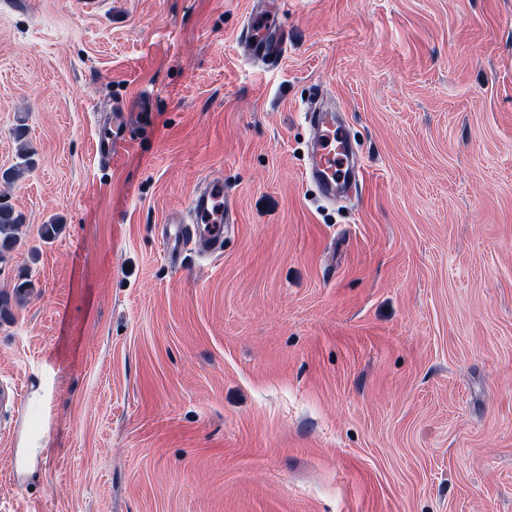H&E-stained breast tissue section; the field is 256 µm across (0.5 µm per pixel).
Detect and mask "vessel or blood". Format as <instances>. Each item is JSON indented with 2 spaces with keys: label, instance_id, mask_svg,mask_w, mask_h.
Returning a JSON list of instances; mask_svg holds the SVG:
<instances>
[{
  "label": "vessel or blood",
  "instance_id": "b4317fda",
  "mask_svg": "<svg viewBox=\"0 0 512 512\" xmlns=\"http://www.w3.org/2000/svg\"><path fill=\"white\" fill-rule=\"evenodd\" d=\"M273 17H266L261 28L247 31L245 42L251 55L270 56L280 49V38ZM313 153L309 175L314 179L341 178L352 183L356 169L337 147L346 133L334 115L312 118ZM189 220L172 219L164 227V240L172 258L187 252L213 254L222 252L229 217L224 211V184L211 181L196 191L189 204Z\"/></svg>",
  "mask_w": 512,
  "mask_h": 512
}]
</instances>
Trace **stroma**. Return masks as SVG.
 Wrapping results in <instances>:
<instances>
[{"label": "stroma", "mask_w": 512, "mask_h": 512, "mask_svg": "<svg viewBox=\"0 0 512 512\" xmlns=\"http://www.w3.org/2000/svg\"><path fill=\"white\" fill-rule=\"evenodd\" d=\"M254 3L0 0V170L35 159L0 183V291L34 284L0 320V512H512V0H269L268 66ZM320 90L364 169L335 202ZM208 178L235 230L174 267ZM263 26L257 30L253 29L251 23L250 31L247 29L245 42L248 50L253 56H270L280 50V38L276 35V23L273 15L266 17ZM23 225V215L9 204L0 202V263L20 244ZM42 435H37L31 439H26L24 446L18 448V460L22 471L25 474H33L39 462L45 461L48 457L50 448L43 444Z\"/></svg>", "instance_id": "1"}]
</instances>
